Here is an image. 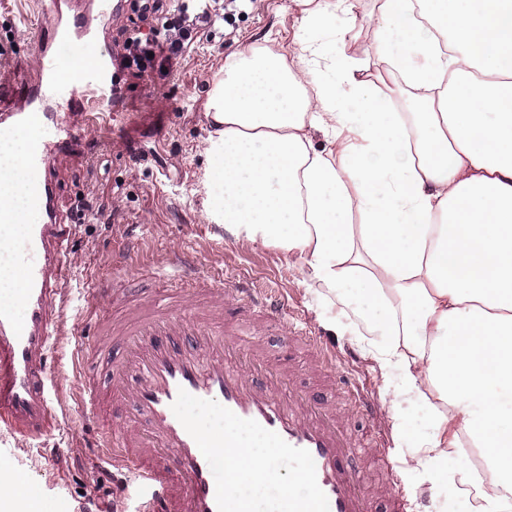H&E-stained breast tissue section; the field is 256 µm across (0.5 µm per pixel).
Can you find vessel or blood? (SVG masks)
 <instances>
[{"instance_id":"1","label":"vessel or blood","mask_w":512,"mask_h":512,"mask_svg":"<svg viewBox=\"0 0 512 512\" xmlns=\"http://www.w3.org/2000/svg\"><path fill=\"white\" fill-rule=\"evenodd\" d=\"M123 7L122 0H97L94 14H73L68 0H41L36 65L19 80L0 84V127L38 132L24 163L32 176V204L41 215L11 245L26 275L25 294L0 296V428L12 434L41 435L58 424L51 413L48 359L64 333L71 227L61 217L48 170L55 156L74 151L83 127L106 129V115L123 109L125 90L92 28ZM76 42L91 47L93 55L71 79L62 75L60 60ZM168 267L181 268V288L146 306L113 304L117 275L89 289L84 315L99 338L74 350L77 404L103 430L99 462L146 488L145 512H218L212 471L171 409L182 389L308 450L329 512H374L376 498L364 483L370 459L380 471L389 512H420V497L405 489L391 455L374 394L344 380L335 355L288 312L277 290L244 287L241 276L213 274L176 253L156 265L160 271ZM230 301L277 323L289 342L311 351L324 369L322 394L269 364L254 331L225 317ZM354 412L371 426L367 444L347 427Z\"/></svg>"}]
</instances>
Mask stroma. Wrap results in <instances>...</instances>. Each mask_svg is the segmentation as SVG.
Instances as JSON below:
<instances>
[{
	"label": "stroma",
	"instance_id": "stroma-1",
	"mask_svg": "<svg viewBox=\"0 0 512 512\" xmlns=\"http://www.w3.org/2000/svg\"><path fill=\"white\" fill-rule=\"evenodd\" d=\"M158 2L155 14L145 17L136 0H129L126 11L107 23V50L121 52L127 32L158 26L174 5L173 0ZM223 6L231 15L223 32L199 31L169 73L139 78L120 71L124 114L110 130H87L83 159L64 154L54 161L59 209L72 226L68 316L76 332L93 341L81 313L88 288L114 269L136 263L141 252L161 256L179 247L200 255L206 267L220 271L232 266L250 280L281 289L290 311L306 317L335 350L339 368L382 393L385 383L375 362L334 332L338 308L317 306L299 268L272 249L215 230L207 217L205 104L225 59L254 44L292 52L306 37L295 0H223ZM37 23L36 0H0V80L33 67ZM378 23L377 0H354L351 20H337L313 38L326 56L346 57L371 80L374 92L389 95L404 112L410 95L379 70L371 51ZM141 154L148 155L147 163L138 162ZM49 362L57 383L52 411L66 416L67 424L39 438L5 435L1 441L23 460L19 472L39 489L48 512H139V491L115 498L111 473L94 462L101 434L74 401L77 379L69 336L61 337ZM404 477L422 498L421 512H464L442 492H430L426 467L405 469Z\"/></svg>",
	"mask_w": 512,
	"mask_h": 512
}]
</instances>
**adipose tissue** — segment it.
I'll use <instances>...</instances> for the list:
<instances>
[{
    "mask_svg": "<svg viewBox=\"0 0 512 512\" xmlns=\"http://www.w3.org/2000/svg\"><path fill=\"white\" fill-rule=\"evenodd\" d=\"M314 32L352 0H296ZM374 50L419 92L394 111L341 61L321 70L263 45L228 57L207 104V215L235 239L293 260L319 303L428 410L412 465L433 486L480 489L478 512H512V0H379ZM325 148H316L314 133ZM31 129L0 134V293L30 224ZM358 223H351V215ZM477 450L485 470L458 465ZM0 512H44L0 458Z\"/></svg>",
    "mask_w": 512,
    "mask_h": 512,
    "instance_id": "obj_1",
    "label": "adipose tissue"
}]
</instances>
